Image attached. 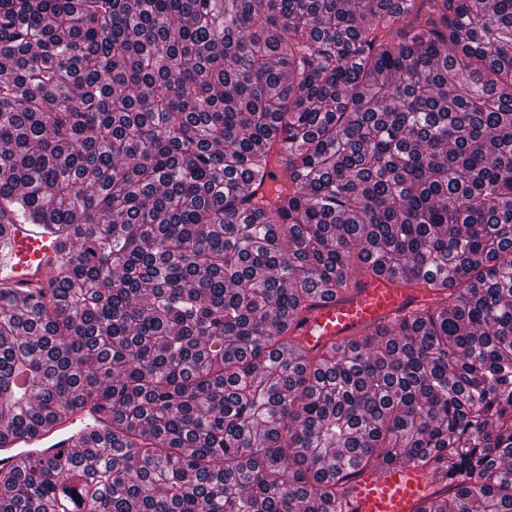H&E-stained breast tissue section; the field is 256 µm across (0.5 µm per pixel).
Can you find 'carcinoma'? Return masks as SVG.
Masks as SVG:
<instances>
[{
    "label": "carcinoma",
    "instance_id": "obj_1",
    "mask_svg": "<svg viewBox=\"0 0 512 512\" xmlns=\"http://www.w3.org/2000/svg\"><path fill=\"white\" fill-rule=\"evenodd\" d=\"M0 215L50 288L0 287V512H512V0H0ZM433 304L347 344V282ZM6 240L0 235V283L28 289L46 288L57 253V240L47 224H23L17 218L0 219ZM6 246V247H5ZM429 294L417 284L387 276L352 281L334 299H321L305 315L295 335L310 347L346 342L380 324L414 311ZM85 413H80L69 420L57 425L52 431L39 435L33 439L20 441L12 437L11 434H5L8 436V442L4 443L0 447V460L5 456L12 455L9 464H12L16 458V448H41L43 455H50L55 452L56 448H62L60 440L67 437L71 433L75 432L78 428L77 422L84 423ZM25 445V446H20ZM421 469L394 464L352 477L343 512H416L431 494Z\"/></svg>",
    "mask_w": 512,
    "mask_h": 512
}]
</instances>
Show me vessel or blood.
Masks as SVG:
<instances>
[{"instance_id":"obj_1","label":"vessel or blood","mask_w":512,"mask_h":512,"mask_svg":"<svg viewBox=\"0 0 512 512\" xmlns=\"http://www.w3.org/2000/svg\"><path fill=\"white\" fill-rule=\"evenodd\" d=\"M4 229L5 235L0 238V283L32 293L46 288L57 253L51 228L14 219ZM428 299L421 286L387 276L353 281L336 298L318 301L296 334L311 347L346 342L414 311ZM76 429L77 421L72 418L35 438L9 439L0 445V459L15 454L22 446L52 454ZM430 493L421 469L394 464L352 477L347 483L344 512H418Z\"/></svg>"}]
</instances>
